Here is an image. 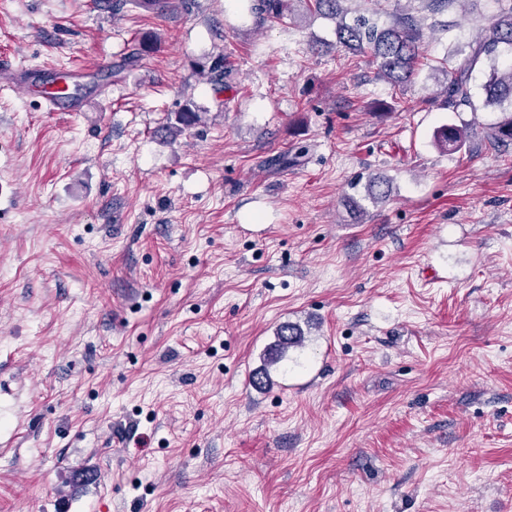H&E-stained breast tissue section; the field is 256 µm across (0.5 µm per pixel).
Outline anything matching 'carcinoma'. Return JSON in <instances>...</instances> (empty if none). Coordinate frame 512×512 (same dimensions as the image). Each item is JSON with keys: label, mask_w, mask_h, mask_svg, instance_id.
<instances>
[{"label": "carcinoma", "mask_w": 512, "mask_h": 512, "mask_svg": "<svg viewBox=\"0 0 512 512\" xmlns=\"http://www.w3.org/2000/svg\"><path fill=\"white\" fill-rule=\"evenodd\" d=\"M291 2L293 0H252L250 11L256 16V22L263 24L283 18ZM304 2L320 15L340 18L336 26L337 43L347 50L373 57L382 76L392 85L402 86L413 79L420 64L422 32L410 18L406 17L390 27H380L366 16H358L353 22L347 23L341 20L345 14V0ZM503 47L512 49V4L506 0L501 2L499 12L493 17L484 36L470 45L471 53L465 62L444 70L446 81L439 92L443 107L448 111H476L471 90L472 72L477 65L486 64L485 82L482 85L484 105L508 106L504 117L491 127V144L496 149L512 146V63H500V50ZM231 75L232 69L224 56L220 55L213 60L203 77L212 86L215 96L219 97L229 86ZM200 118L194 102L189 101L174 113L167 131L170 136L177 137L199 123ZM434 141L444 150L459 152L466 148L469 141L468 125H443L435 132ZM389 192L388 179L379 176L368 180L367 193L373 202L385 201ZM301 336L303 330L299 325L290 322L281 324L276 332V358H282L289 347L299 344Z\"/></svg>", "instance_id": "1"}]
</instances>
